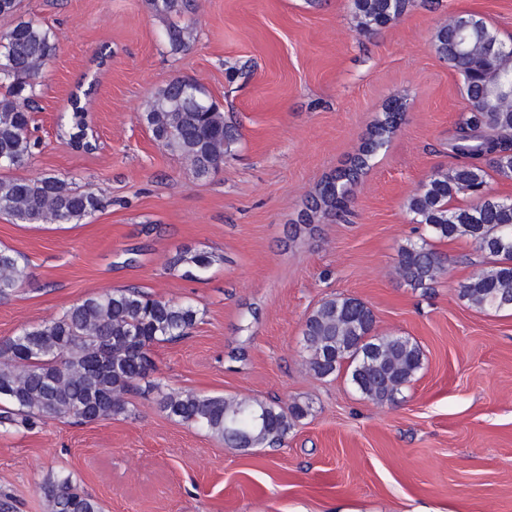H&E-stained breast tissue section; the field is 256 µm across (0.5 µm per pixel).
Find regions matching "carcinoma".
<instances>
[{
	"label": "carcinoma",
	"mask_w": 512,
	"mask_h": 512,
	"mask_svg": "<svg viewBox=\"0 0 512 512\" xmlns=\"http://www.w3.org/2000/svg\"><path fill=\"white\" fill-rule=\"evenodd\" d=\"M412 0H353L361 30L384 28L404 15ZM166 22L171 52L187 50L194 36V0H148ZM435 53L463 77L469 111L460 117L450 150L468 162L436 171L407 199L417 224L437 240L466 237L488 259L460 286V296L484 310H512V201L488 192L487 171L512 177V46L503 43L484 21L472 14L452 17L432 43ZM51 28L34 19H18L0 35V215L17 224H78L105 207L90 189L80 190L66 178L44 175L20 179L7 172L27 164L38 143L31 138L32 103L43 72L56 56ZM94 83L77 86L71 96L72 116L61 137L75 150H93L87 141V104ZM140 118L164 151L194 156L198 179L224 165L239 135L224 112L199 84L174 78L150 99ZM398 125L384 112L376 120L359 153L319 189L323 211L349 203V185L369 167ZM476 203L450 208L456 195ZM213 262L211 255L190 248L177 252L169 267L181 277L197 279ZM443 271L442 257L428 243L409 242L400 250L398 272L413 288H426ZM29 278L17 252L0 248V300L8 299ZM198 310L153 297L135 287L82 299L63 313L0 341V429L32 430L45 414L92 423L112 418L125 403L111 399L129 391L154 369L152 347L191 336ZM372 310L354 297L322 301L304 321L302 346L311 371L328 378L345 369L354 387L376 404L395 402L422 368L420 346L405 336L373 334ZM160 409L170 418L205 430L236 448L248 449L282 441L294 423L308 414L301 403L282 408L251 399H226L204 393H171ZM44 493L50 512H102L91 494L69 474L48 479Z\"/></svg>",
	"instance_id": "carcinoma-1"
}]
</instances>
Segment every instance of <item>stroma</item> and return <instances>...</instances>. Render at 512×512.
Masks as SVG:
<instances>
[{
	"mask_svg": "<svg viewBox=\"0 0 512 512\" xmlns=\"http://www.w3.org/2000/svg\"><path fill=\"white\" fill-rule=\"evenodd\" d=\"M20 13L49 26L58 51L33 105L40 147L15 175L68 178L106 206L80 224L0 216V247L30 273L0 301V341L115 288L199 315L189 338L153 347L155 368L125 393V413L89 424L46 416L0 433V493L16 512H49L43 484L58 473L103 512H512V310L462 299L482 255L466 238H430L404 206L433 171L462 163L449 141L467 108L463 78L434 52L436 30L473 14L512 43V0H413L373 32L360 31L351 0H196V38L177 54L147 0H22ZM103 48L112 56L98 70ZM176 77L203 85L240 134L203 180L139 119ZM91 78L97 148L76 152L58 127ZM395 97L403 119L347 209L303 224L308 197ZM421 239L446 264L414 289L397 273L399 248ZM187 247L216 258L201 279L168 266ZM339 295L373 310L378 335L421 347L397 402L310 370L303 322ZM177 392L311 411L280 444L243 450L160 411Z\"/></svg>",
	"mask_w": 512,
	"mask_h": 512,
	"instance_id": "obj_1",
	"label": "stroma"
}]
</instances>
